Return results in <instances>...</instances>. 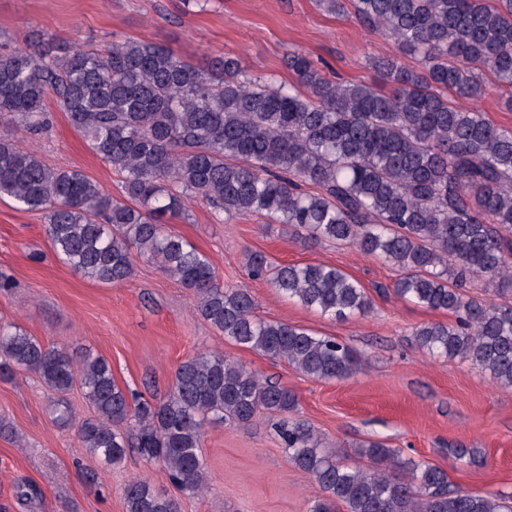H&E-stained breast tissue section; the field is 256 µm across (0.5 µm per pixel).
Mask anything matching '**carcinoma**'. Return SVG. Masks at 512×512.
<instances>
[{
  "label": "carcinoma",
  "instance_id": "cac0c4a2",
  "mask_svg": "<svg viewBox=\"0 0 512 512\" xmlns=\"http://www.w3.org/2000/svg\"><path fill=\"white\" fill-rule=\"evenodd\" d=\"M351 4L392 43L391 53L370 61L386 91L336 81L296 51L285 57L295 87L253 76L234 57L201 64L157 42L64 48L32 36L25 48L1 52L0 117L37 132L52 97L122 185L114 198L81 171L51 168L0 135V198L43 213L56 255L84 276L118 285L134 275L136 259L153 260L225 338L319 380L350 377L357 354L329 336L258 317L250 290L224 287L206 255L168 223L195 196L226 222L260 215L317 242L351 245L401 271L397 297L454 316L416 327L419 349L470 361L512 387V307L464 293L480 277L496 295L512 289L504 237L512 230V129L448 100L450 90L482 97L489 75L512 108V0ZM302 180L318 190L301 191ZM247 264L324 315L349 319L372 307L366 288L336 267L275 264L260 253ZM16 369L59 394L79 385L93 415L81 419L66 404L57 421L76 426L80 447L108 466L134 448L163 463L187 495L208 492L206 425L246 426L267 414L279 417L288 462L325 493L310 512H512L501 493L448 490V474L429 463L399 476V451L378 441L358 448L367 466L344 464L339 449L288 418L294 393L220 352L182 361L167 393L149 401L129 396L102 356H74L0 324V376ZM123 496L125 512H180L176 499L142 478Z\"/></svg>",
  "mask_w": 512,
  "mask_h": 512
}]
</instances>
